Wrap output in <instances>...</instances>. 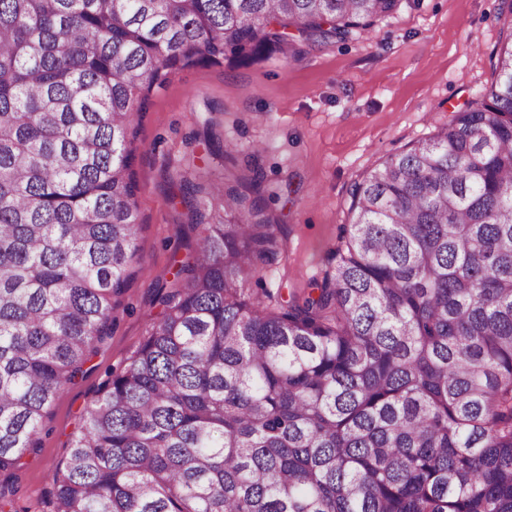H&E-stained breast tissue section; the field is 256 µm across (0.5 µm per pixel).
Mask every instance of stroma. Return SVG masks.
<instances>
[{
	"instance_id": "35a3bbf8",
	"label": "stroma",
	"mask_w": 512,
	"mask_h": 512,
	"mask_svg": "<svg viewBox=\"0 0 512 512\" xmlns=\"http://www.w3.org/2000/svg\"><path fill=\"white\" fill-rule=\"evenodd\" d=\"M504 0H399L370 32L343 41L297 42L295 54L250 64L184 69L152 92L138 124L141 260L128 270L104 338L83 378L66 385L44 419L37 446L0 475L15 512H52V475L65 465L83 416L113 372L142 344L174 274L196 247L178 176L206 170L250 178L273 192L283 226L275 262L255 293L304 297L322 282L351 216L350 188L387 156L447 123L453 110L494 81L493 50L506 23ZM256 142L259 156L227 158L211 145Z\"/></svg>"
}]
</instances>
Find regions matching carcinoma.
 <instances>
[{"label": "carcinoma", "instance_id": "obj_1", "mask_svg": "<svg viewBox=\"0 0 512 512\" xmlns=\"http://www.w3.org/2000/svg\"><path fill=\"white\" fill-rule=\"evenodd\" d=\"M398 0H0V474L139 259L136 119L176 72L369 31ZM496 80L374 166L316 295L282 225L179 179L195 255L86 411L54 512H512V20Z\"/></svg>", "mask_w": 512, "mask_h": 512}]
</instances>
